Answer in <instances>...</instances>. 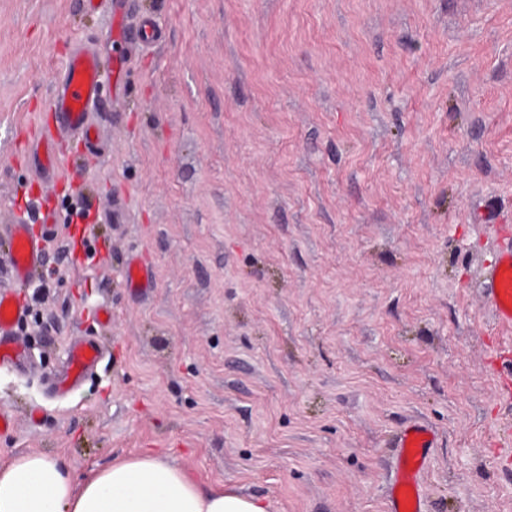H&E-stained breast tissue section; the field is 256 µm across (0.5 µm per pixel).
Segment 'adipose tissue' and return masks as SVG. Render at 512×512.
<instances>
[{
    "label": "adipose tissue",
    "instance_id": "1",
    "mask_svg": "<svg viewBox=\"0 0 512 512\" xmlns=\"http://www.w3.org/2000/svg\"><path fill=\"white\" fill-rule=\"evenodd\" d=\"M0 512H268V506L223 483L194 480L150 450L81 475L34 451L0 467Z\"/></svg>",
    "mask_w": 512,
    "mask_h": 512
}]
</instances>
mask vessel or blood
<instances>
[{"mask_svg": "<svg viewBox=\"0 0 512 512\" xmlns=\"http://www.w3.org/2000/svg\"><path fill=\"white\" fill-rule=\"evenodd\" d=\"M102 96L101 55L94 47L73 49L61 73L60 86L48 102L54 124L41 133L32 145L37 179L42 183L64 176V157L58 151L62 141L78 139L86 147H95L99 130L91 114ZM58 224L54 210H38L36 216L20 213L0 226L13 249L10 253V276L22 282L39 273L44 266L45 243ZM125 286L134 296L144 295L152 286L148 268L139 257L127 262ZM481 296L494 328L510 332L507 340L498 341L490 355L495 378L494 396L500 407L512 408V244L495 250L481 272ZM25 308L9 295L0 294V366L19 368L25 363L26 351L19 335ZM104 357L98 341L91 336L73 339L68 347L65 366L58 372L52 388L55 399H64L81 387ZM438 433L423 421L401 426L395 433L392 472L387 490V512H425L423 478L430 467ZM494 451L503 464L512 463V421L500 423L493 442Z\"/></svg>", "mask_w": 512, "mask_h": 512, "instance_id": "obj_1", "label": "vessel or blood"}]
</instances>
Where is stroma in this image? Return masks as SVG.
I'll list each match as a JSON object with an SVG mask.
<instances>
[{"label": "stroma", "instance_id": "1", "mask_svg": "<svg viewBox=\"0 0 512 512\" xmlns=\"http://www.w3.org/2000/svg\"><path fill=\"white\" fill-rule=\"evenodd\" d=\"M144 19L157 40L124 107L99 103L101 152L64 141L77 166L40 185L27 146L73 45L120 52L112 4L0 0V223L33 197L60 220L42 286L12 283L0 240L28 356L0 370V466L149 448L269 512H384L388 441L422 420L426 512H512L479 293L512 225V0H131L128 36ZM117 200L121 223L60 253L78 204ZM82 334L109 356L50 402ZM151 287L152 277L149 269L138 256H131L126 267L125 288L133 296H142Z\"/></svg>", "mask_w": 512, "mask_h": 512}]
</instances>
